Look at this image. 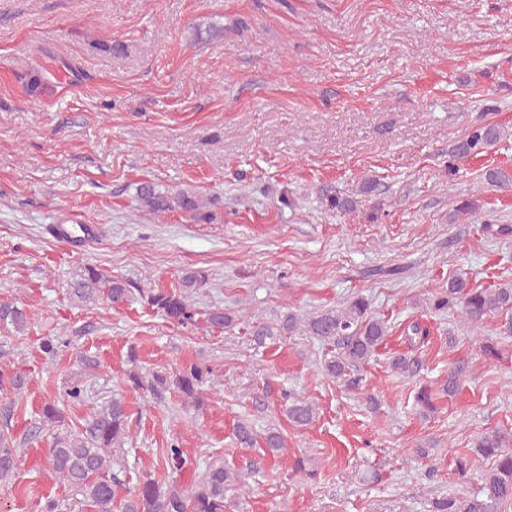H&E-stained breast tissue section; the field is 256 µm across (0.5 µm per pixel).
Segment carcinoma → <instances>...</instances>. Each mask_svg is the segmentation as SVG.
<instances>
[{
	"label": "carcinoma",
	"instance_id": "carcinoma-1",
	"mask_svg": "<svg viewBox=\"0 0 512 512\" xmlns=\"http://www.w3.org/2000/svg\"><path fill=\"white\" fill-rule=\"evenodd\" d=\"M505 130L497 125L479 126L456 147L454 156L463 159L478 154L503 139ZM481 181L501 189L512 187V171L492 168L481 174ZM141 207L157 212H180L193 217H205L207 207L201 196L191 189L163 186L144 181L137 188ZM323 203L330 210L346 214L357 211L358 201L349 197L325 196ZM208 282L202 271L183 274L180 285L173 288L139 290L141 301L153 313L184 328L197 326L203 317L206 326L221 333L239 324L246 326L250 344L260 349L275 344L285 336H309L324 346L321 371L336 381L353 383L351 374L379 356L392 337L389 320L370 311L369 303L356 297L336 307L313 310L306 314L290 313L276 321H268L252 311L247 318H237L235 311L224 307L200 309L193 293ZM71 299L86 306L106 300L116 307L128 300L131 290L126 282L112 278L94 265H86L68 284ZM428 311L454 312L458 321L471 329L483 327L489 318L498 322L499 334L512 335V281L490 286H473L463 276L448 279V286L437 289L429 298ZM0 327L13 336H20L29 327L27 312L12 301L0 302ZM434 324L411 322L400 329L407 350L393 351L389 356L391 370L403 377L417 373L418 360L413 351L431 342ZM448 336V375L437 388L418 387L415 399L422 415L438 411L434 396L452 398L460 390L470 372V359L459 352L453 330ZM480 355L486 360H500L498 342L486 337L479 342ZM212 369L202 362L187 363L172 372L156 370L148 376L138 370L128 373L127 386L135 391H148L156 396L173 390L184 404H202L203 387L209 382ZM22 377L0 365V390L8 386L15 391L23 388ZM283 414L290 426L302 429L318 417L314 402L285 391L281 395ZM17 405L10 402L0 416L5 428L0 430V482L11 478L16 468L17 449L10 420ZM129 413L122 395L114 393L90 416L83 419L79 430L56 437L47 450V461L61 482L81 497L90 512H243L246 501L245 483L236 470L222 463L206 466L199 480L189 488L168 484L149 473L129 497H120L122 485L112 472L116 462L113 453L123 448L129 438ZM236 444L253 448L262 443L267 453H282L286 439L277 426L267 428L262 439L248 419H239L232 428ZM162 467L179 471L187 464L182 448L176 443L161 450ZM452 464L460 479L478 485L475 493L435 498L431 512H508L512 505V428H491L477 439L475 446L457 453Z\"/></svg>",
	"mask_w": 512,
	"mask_h": 512
}]
</instances>
